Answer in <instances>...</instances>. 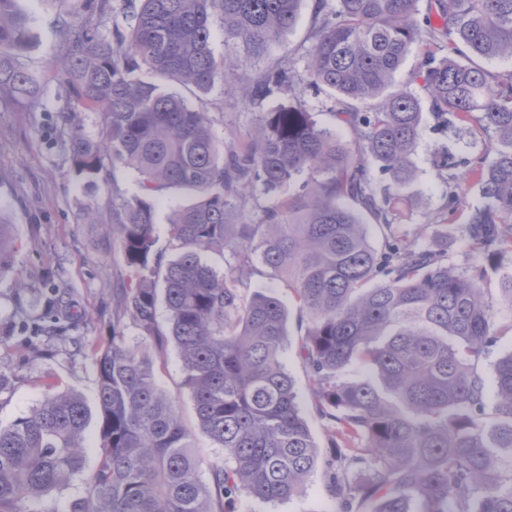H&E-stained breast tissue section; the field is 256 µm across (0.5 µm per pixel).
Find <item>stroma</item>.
<instances>
[{
	"label": "stroma",
	"instance_id": "1",
	"mask_svg": "<svg viewBox=\"0 0 512 512\" xmlns=\"http://www.w3.org/2000/svg\"><path fill=\"white\" fill-rule=\"evenodd\" d=\"M30 20L31 47L27 68L42 77L39 97L26 108L0 104V215L15 226L17 255L11 274L0 277V368L17 378L0 392V424L25 416L49 392L79 394L92 415L84 438V467L98 460L100 421L97 408V374L94 352L112 336V290L124 275L122 253L106 229L112 208L111 186H91L71 170L61 141L64 128L60 112L71 100L53 67L61 58L65 24L70 20V0H20ZM214 113V132L224 143L245 135L261 112L274 100L251 103L230 85L216 86L205 98ZM424 132L414 160L418 173L410 189L413 213L402 231L408 241L434 245L448 254L449 263L465 268L471 256L468 242L454 233L444 235L437 224L448 187L440 174L441 149L461 160L485 153L481 139L455 136L424 114ZM57 287L70 295L71 311L80 318L72 342L50 353L33 352L18 337L14 325L20 313L36 312L29 288ZM262 290L276 295L286 306L288 336L284 344L287 368L298 391L304 417L319 449H326L323 422L311 407L306 371L298 354V311L293 296L270 270L244 280L243 296ZM155 380L175 401L184 425L195 433V447L205 459L222 451L198 430L193 401L184 385L182 361L174 346L155 354ZM237 512H336V501L327 490L324 469H316L301 492L291 499L264 503L247 494L237 497Z\"/></svg>",
	"mask_w": 512,
	"mask_h": 512
}]
</instances>
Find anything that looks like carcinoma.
Here are the masks:
<instances>
[{
	"label": "carcinoma",
	"mask_w": 512,
	"mask_h": 512,
	"mask_svg": "<svg viewBox=\"0 0 512 512\" xmlns=\"http://www.w3.org/2000/svg\"><path fill=\"white\" fill-rule=\"evenodd\" d=\"M71 2L63 146L84 182L112 181L109 230L127 279L112 289V343L94 353L95 468L83 473V399L49 395L0 426V512H28L27 502L77 477L84 492L69 512H236L241 491L266 502L297 495L322 459L283 360L288 311L272 294H241L259 265L281 274L297 301L336 512H512V350L492 365L491 413L481 369L502 340L482 284L512 255V71L483 62L512 60V0H430L438 27L421 25L419 0H315L302 74L289 56L256 68L294 29L302 0ZM218 23L231 46L220 60ZM30 42L17 0H0V99L16 108L40 90L21 63ZM418 44L430 46L421 95L395 86ZM163 81L197 103L163 91ZM224 84L247 100L293 101L261 113L255 130L226 146L203 99ZM322 94L352 143L318 124L305 96ZM425 102L446 128L470 133L478 123L488 150L460 161L445 153L438 164L446 215L464 207L470 186L482 197L461 225L476 251L464 270L401 231ZM81 112L98 115V137L82 132ZM124 170L138 176L129 197L118 194ZM297 182L299 192L285 195ZM179 193L195 201L173 212L178 255L167 261L155 249L156 203ZM273 195L275 205L260 207ZM258 207L262 218L246 219ZM15 252L13 225L0 216V277ZM205 253L229 257L226 268ZM63 304L46 298L38 321L20 329L67 339L75 318ZM126 319L157 349L178 350L198 427L223 452L208 463L212 484L200 480L203 459L176 404L155 385L149 350L126 343ZM352 363L371 375L341 378Z\"/></svg>",
	"instance_id": "cac0c4a2"
}]
</instances>
